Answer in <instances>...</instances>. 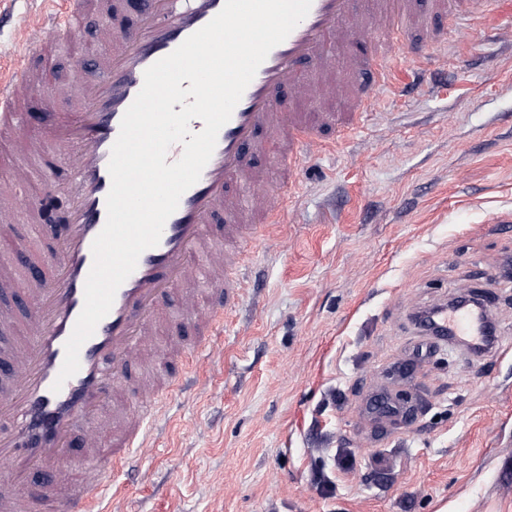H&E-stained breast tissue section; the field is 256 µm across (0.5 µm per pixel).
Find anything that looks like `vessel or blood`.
<instances>
[{
	"instance_id": "obj_1",
	"label": "vessel or blood",
	"mask_w": 512,
	"mask_h": 512,
	"mask_svg": "<svg viewBox=\"0 0 512 512\" xmlns=\"http://www.w3.org/2000/svg\"><path fill=\"white\" fill-rule=\"evenodd\" d=\"M38 14L23 17L10 49L8 72H0V126L30 139L31 149L0 180V222H23L26 211L43 209L62 191L65 211L53 255L37 257L25 285L27 336L0 352V462L9 478L24 484L35 468L53 470L37 496H0V512H102L103 499L119 502L126 488L115 473L130 456L156 446L154 432L166 419L160 407L186 389H202L200 367L215 351L213 338L224 317L237 308L246 241L279 238L304 165L335 149L362 128L368 106L382 92L402 94L401 70L421 74V59H409L406 36L424 27L427 49L447 53L448 41L433 29V18L449 27L471 26L491 13L497 0H431L421 11L416 0H312L307 16L274 47L220 129L213 155L197 183L186 190L167 219L157 246L145 250L135 271L119 287L110 312L79 351L78 371L53 391L71 336L84 306L93 264L92 243L107 220L111 149L123 115L143 86L144 72L210 22L224 0H139L132 24L123 16L127 0H114L98 37L79 38L92 0H68L56 10L41 0ZM372 33L368 48L356 50L351 30ZM52 44L73 62L69 85L32 83L28 56ZM95 64L96 76L84 72ZM369 73L341 112L314 108L330 100L340 72ZM41 106L70 98L73 112L51 126L34 125L26 98ZM273 158L283 179L271 180L256 157ZM224 232L215 236L216 215ZM39 225L24 235L0 234V293L12 289L11 269L30 251ZM196 290H186V283ZM182 290L175 316L162 315L161 300ZM192 320L199 336L187 351L181 377L167 385H145L138 405L125 399L129 364L155 350L158 326ZM440 324L450 336L476 340L481 321L465 308L443 309Z\"/></svg>"
}]
</instances>
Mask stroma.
<instances>
[{
    "label": "stroma",
    "instance_id": "obj_1",
    "mask_svg": "<svg viewBox=\"0 0 512 512\" xmlns=\"http://www.w3.org/2000/svg\"><path fill=\"white\" fill-rule=\"evenodd\" d=\"M510 25L501 0L307 163L285 238L247 246L208 391L173 401L114 512H512V348L421 359L409 319L468 285L512 337V278L485 263L512 261Z\"/></svg>",
    "mask_w": 512,
    "mask_h": 512
}]
</instances>
